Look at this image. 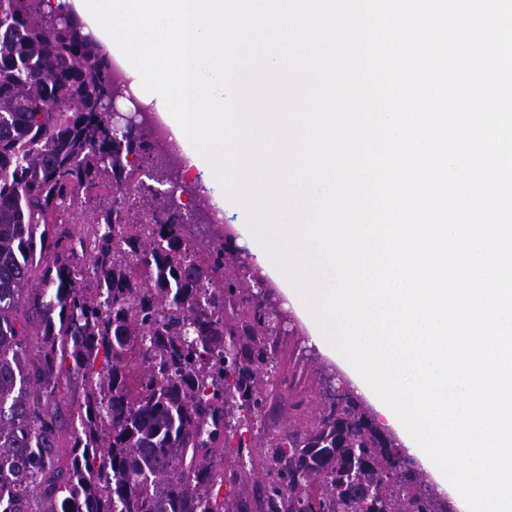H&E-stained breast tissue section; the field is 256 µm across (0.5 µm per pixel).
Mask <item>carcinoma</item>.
<instances>
[{
	"label": "carcinoma",
	"mask_w": 512,
	"mask_h": 512,
	"mask_svg": "<svg viewBox=\"0 0 512 512\" xmlns=\"http://www.w3.org/2000/svg\"><path fill=\"white\" fill-rule=\"evenodd\" d=\"M0 0V473L11 512H434L353 394L270 414L280 314L232 240L185 234L142 176L147 128L116 126L112 58L65 0ZM73 206L89 215L65 223ZM39 337L37 346L31 338ZM82 380L69 442L62 390Z\"/></svg>",
	"instance_id": "cac0c4a2"
}]
</instances>
